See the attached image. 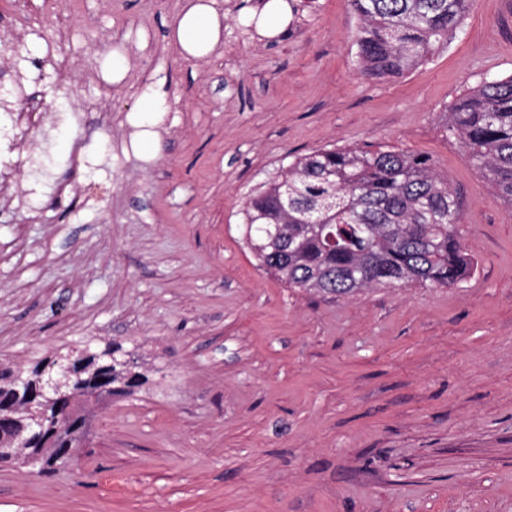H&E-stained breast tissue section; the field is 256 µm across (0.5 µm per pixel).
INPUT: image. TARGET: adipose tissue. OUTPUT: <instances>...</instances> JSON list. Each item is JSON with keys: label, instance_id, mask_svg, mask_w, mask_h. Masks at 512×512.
Segmentation results:
<instances>
[{"label": "adipose tissue", "instance_id": "ef3b65f1", "mask_svg": "<svg viewBox=\"0 0 512 512\" xmlns=\"http://www.w3.org/2000/svg\"><path fill=\"white\" fill-rule=\"evenodd\" d=\"M224 20L208 0H186L170 30V40L187 58L207 56L220 42Z\"/></svg>", "mask_w": 512, "mask_h": 512}]
</instances>
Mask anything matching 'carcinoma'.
I'll return each instance as SVG.
<instances>
[{
    "label": "carcinoma",
    "instance_id": "cac0c4a2",
    "mask_svg": "<svg viewBox=\"0 0 512 512\" xmlns=\"http://www.w3.org/2000/svg\"><path fill=\"white\" fill-rule=\"evenodd\" d=\"M470 0H349L359 73L400 77L428 62L462 30ZM447 130L493 196L512 204V75L486 76L448 109ZM462 201L429 158L391 145L323 147L293 158L243 203L245 240L258 266L290 288L346 296L373 288H447L469 277L472 261L459 224ZM72 406L40 395L67 360ZM131 368L122 348L89 347L46 357L26 370L0 368V414L26 433L23 456L0 439V462L43 472L68 468L89 436V409L123 394Z\"/></svg>",
    "mask_w": 512,
    "mask_h": 512
}]
</instances>
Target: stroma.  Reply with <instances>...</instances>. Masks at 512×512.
<instances>
[{
	"mask_svg": "<svg viewBox=\"0 0 512 512\" xmlns=\"http://www.w3.org/2000/svg\"><path fill=\"white\" fill-rule=\"evenodd\" d=\"M289 3L263 38L240 22L261 0H213L224 35L186 61L184 0H0V62L45 115L0 185V366L115 343L148 378L93 406L69 469L0 463V512H512V205L445 131L458 97L512 75V0H472L386 80L358 73L348 0ZM156 81L170 110L144 156L132 112ZM364 144L448 177L465 282L334 298L259 268L245 195Z\"/></svg>",
	"mask_w": 512,
	"mask_h": 512,
	"instance_id": "obj_1",
	"label": "stroma"
}]
</instances>
